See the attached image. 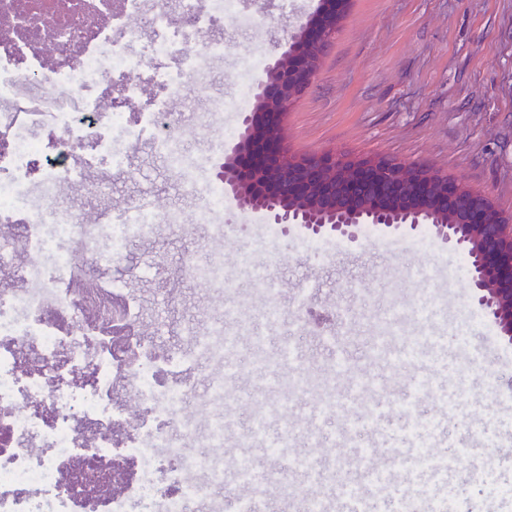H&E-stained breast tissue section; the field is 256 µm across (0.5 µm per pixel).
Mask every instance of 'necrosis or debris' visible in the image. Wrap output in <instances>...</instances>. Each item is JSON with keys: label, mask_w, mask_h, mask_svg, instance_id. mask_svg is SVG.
<instances>
[{"label": "necrosis or debris", "mask_w": 512, "mask_h": 512, "mask_svg": "<svg viewBox=\"0 0 512 512\" xmlns=\"http://www.w3.org/2000/svg\"><path fill=\"white\" fill-rule=\"evenodd\" d=\"M235 11L236 0H0V512L233 508L224 419L200 424L192 410L195 380L224 397L209 370L223 324L212 342L163 348L105 267L158 224L182 231L158 201L114 221L112 175L145 139L189 167L176 104L223 59L207 32ZM76 270L124 304L127 343L114 346L108 318L76 294Z\"/></svg>", "instance_id": "1"}]
</instances>
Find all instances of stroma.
<instances>
[{
	"label": "stroma",
	"mask_w": 512,
	"mask_h": 512,
	"mask_svg": "<svg viewBox=\"0 0 512 512\" xmlns=\"http://www.w3.org/2000/svg\"><path fill=\"white\" fill-rule=\"evenodd\" d=\"M307 17L275 6L256 21L242 9L210 29L228 51L181 99L195 113L186 129L191 154H211L219 143L232 151L241 117L254 105L240 98L241 88L254 85L265 59ZM236 97L238 108L218 111L219 102ZM284 134L298 155H381L428 165L489 193L512 218V0H350L316 79L287 112ZM213 172L208 164L184 175L148 142L129 150L124 172L112 178L115 202L166 201L186 230L131 241L112 271L136 294L144 324L164 319L157 340L165 345H189L178 329L186 316L197 315L203 330L234 310L235 322L225 323L238 340L234 371L224 378L223 400L211 404L230 423L225 453L236 454L259 410L271 416L267 440H287L298 455L311 451L318 437L339 431L344 394L366 378L367 398L383 403L393 423L443 415L449 438L481 443L478 457L457 448L456 490L461 512H490L469 475L477 466L512 474V456L503 453L512 442V343L473 307L465 257L425 228L373 226L357 242L331 241L321 259L304 248V229L269 235L264 211H240L229 195L214 216L224 245L214 248L210 226L196 221ZM215 255L231 283L222 300L193 286L170 298L184 263ZM260 267L276 280L274 293L257 277ZM307 284L315 287L313 306L351 312V324L339 314L320 328L303 325L296 300ZM392 315L401 340L417 346V360L372 358V339ZM285 341L296 358L282 365ZM318 407L317 424L307 425Z\"/></svg>",
	"instance_id": "obj_1"
}]
</instances>
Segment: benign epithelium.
I'll return each instance as SVG.
<instances>
[{
	"mask_svg": "<svg viewBox=\"0 0 512 512\" xmlns=\"http://www.w3.org/2000/svg\"><path fill=\"white\" fill-rule=\"evenodd\" d=\"M345 0L320 5L282 51L267 59L233 154L216 178L239 209L269 213L281 233L299 224L312 237L354 242L368 226L425 224L466 257L473 302L512 342V224L483 192L424 165L385 157L292 156L283 127L290 102L315 80Z\"/></svg>",
	"mask_w": 512,
	"mask_h": 512,
	"instance_id": "7a95c632",
	"label": "benign epithelium"
}]
</instances>
